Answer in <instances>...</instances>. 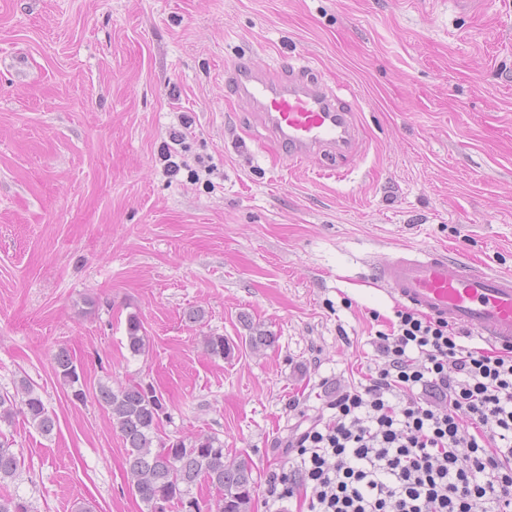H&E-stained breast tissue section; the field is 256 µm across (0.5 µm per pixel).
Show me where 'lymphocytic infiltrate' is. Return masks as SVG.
I'll return each instance as SVG.
<instances>
[{
	"instance_id": "lymphocytic-infiltrate-1",
	"label": "lymphocytic infiltrate",
	"mask_w": 512,
	"mask_h": 512,
	"mask_svg": "<svg viewBox=\"0 0 512 512\" xmlns=\"http://www.w3.org/2000/svg\"><path fill=\"white\" fill-rule=\"evenodd\" d=\"M464 336L397 310L376 336L382 365L289 441L298 464L271 474L270 497L302 493L306 512H512V348Z\"/></svg>"
}]
</instances>
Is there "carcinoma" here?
I'll list each match as a JSON object with an SVG mask.
<instances>
[{
	"mask_svg": "<svg viewBox=\"0 0 512 512\" xmlns=\"http://www.w3.org/2000/svg\"><path fill=\"white\" fill-rule=\"evenodd\" d=\"M249 330L251 348L259 350L273 343V336L266 331L253 326ZM127 347L133 356L146 348L143 325L134 316L128 320ZM203 347L209 355L219 358L231 351L224 336L218 334L203 337ZM54 372L75 400H84L81 373L67 350L54 355ZM97 399L106 406L111 425L121 433L130 490L146 504L148 512L197 506L191 492L202 482L221 493L217 512H250L254 478L248 456L226 457L223 443L211 434H199L187 441L154 442L165 405L152 385L133 382L114 389L103 384ZM18 414L42 434L48 435L54 429V416L34 386L26 382L21 383L18 394H0V422L10 423ZM19 466L11 441L1 435L0 483L14 479ZM0 512H29V506L17 496L0 495Z\"/></svg>",
	"mask_w": 512,
	"mask_h": 512,
	"instance_id": "obj_1",
	"label": "carcinoma"
}]
</instances>
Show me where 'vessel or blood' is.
<instances>
[{"label": "vessel or blood", "instance_id": "obj_1", "mask_svg": "<svg viewBox=\"0 0 512 512\" xmlns=\"http://www.w3.org/2000/svg\"><path fill=\"white\" fill-rule=\"evenodd\" d=\"M229 79L235 95L260 112L267 142L286 157L300 161L354 150L357 133L335 90L295 75L276 82L242 63L232 66ZM373 276L394 301L512 346L511 274L453 262L436 250H409L375 266Z\"/></svg>", "mask_w": 512, "mask_h": 512}]
</instances>
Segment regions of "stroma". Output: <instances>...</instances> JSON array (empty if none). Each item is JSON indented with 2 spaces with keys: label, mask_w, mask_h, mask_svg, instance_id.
Wrapping results in <instances>:
<instances>
[{
  "label": "stroma",
  "mask_w": 512,
  "mask_h": 512,
  "mask_svg": "<svg viewBox=\"0 0 512 512\" xmlns=\"http://www.w3.org/2000/svg\"><path fill=\"white\" fill-rule=\"evenodd\" d=\"M239 61L343 85L356 150H260L258 113L224 85ZM183 112L205 167L170 177L158 152ZM406 247L512 273V0H0V391L28 381L56 419L0 427L21 461L0 495L147 512L95 398L143 381L160 438L248 455L268 512L302 419L378 363L398 305L371 267ZM252 325L270 347L251 350ZM208 334L231 354H205ZM62 348L85 401L54 373Z\"/></svg>",
  "instance_id": "obj_1"
}]
</instances>
